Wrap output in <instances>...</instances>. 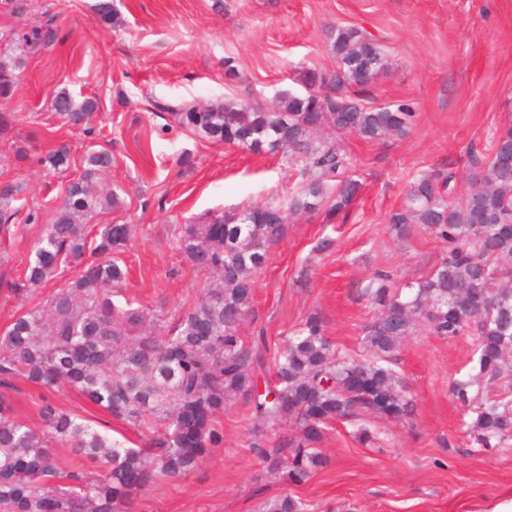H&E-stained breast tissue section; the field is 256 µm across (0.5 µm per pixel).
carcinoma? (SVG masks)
<instances>
[{"instance_id": "cac0c4a2", "label": "carcinoma", "mask_w": 512, "mask_h": 512, "mask_svg": "<svg viewBox=\"0 0 512 512\" xmlns=\"http://www.w3.org/2000/svg\"><path fill=\"white\" fill-rule=\"evenodd\" d=\"M52 23L36 21L11 36L15 53L0 58V99L12 95L27 53L56 41ZM330 40L337 69L304 71L303 94L282 92L255 106L233 100L155 104L201 139L281 153L304 176L282 203L204 214L179 229L178 250L213 280L166 334L144 328L143 309L113 300L126 272L112 254L130 241V225L101 224L95 238L88 236L97 210L121 205L115 193L102 199L89 190L88 181L111 165L107 152H89L83 176L65 187L23 285L10 287L13 293L37 288L78 267L44 307L16 316L0 333V512H121L134 493L189 473L222 445L218 418L238 399L254 419L251 451L267 473L299 483L321 461L318 445L331 422H358L367 413L398 422L411 414L392 364L401 341L422 322L448 340L474 332L476 372L454 382L452 395L470 410L468 433L480 448L512 443V165L502 162L512 156V123L475 159L480 180L466 193H456L450 171L424 174L390 213L396 235L419 224L448 244V252L430 276L396 290L387 287V275H378L376 287L366 291L376 316L364 328L363 355L333 350L316 313L274 350L263 336L249 344L241 336L255 275L290 219L322 209L334 217L359 195L362 183L350 174L345 136L384 142L407 135L414 122L408 103L377 107L361 98L357 75L374 80L387 67L376 38L350 26L337 28ZM94 108L66 91L52 100V109L73 125ZM69 160L61 145L43 163L57 170ZM22 190L18 182L0 185L4 232ZM271 369L272 378L259 384ZM19 379L39 389L68 386L139 428L146 446L125 448L46 399L41 427L29 426L13 414L7 395ZM494 383L502 388L495 399L486 396ZM287 423L296 435L266 449L264 430ZM55 442L102 471L90 476L81 468L61 469L49 451ZM264 512H302V503L286 494L264 502Z\"/></svg>"}]
</instances>
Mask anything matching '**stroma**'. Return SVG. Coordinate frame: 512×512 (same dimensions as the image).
<instances>
[{
    "mask_svg": "<svg viewBox=\"0 0 512 512\" xmlns=\"http://www.w3.org/2000/svg\"><path fill=\"white\" fill-rule=\"evenodd\" d=\"M97 0H29L27 14L0 9V33L55 16L58 38L28 55L0 132V181L24 189L8 234L0 233V331L17 314L58 289L51 280L16 297L35 247L78 179L89 151L108 150L112 166L96 176L121 207L99 224L132 225L118 260L127 269L121 300L156 316L167 330L198 297L205 281L178 251V228L209 212L279 201L297 172L278 155L252 154L182 131L153 101L262 102L281 91L304 92L301 68L332 71V30L355 26L376 37L389 66L364 97L374 104L406 101L410 133L381 143L350 136L345 149L363 182L359 197L334 220L296 216L255 276L245 339L265 334L283 344L310 313L338 349L362 351L364 326L375 310L364 293L377 273L393 287L428 275L445 245L415 225L405 236L387 217L409 186L431 171H452L464 192L474 169L470 150L486 151L497 129L512 122V0H112L116 25L101 22ZM233 66L236 80L225 77ZM96 105L78 126L50 106L57 92ZM67 145L70 166L53 172L39 160ZM28 159L15 160L17 150ZM37 220H30V213ZM473 334L451 340L419 326L395 364L413 400L411 415L392 422L366 416L356 426L332 422L319 445L325 461L306 480L287 485L265 472L249 449L252 413L237 402L220 417L222 446L191 473L134 494L131 512H259L267 499L291 495L303 512H491L512 500V445L484 451L465 427L470 413L451 395L475 356ZM16 413L40 425L41 397L90 420L99 431L137 439L135 429L59 386L48 394L16 382Z\"/></svg>",
    "mask_w": 512,
    "mask_h": 512,
    "instance_id": "1",
    "label": "stroma"
}]
</instances>
